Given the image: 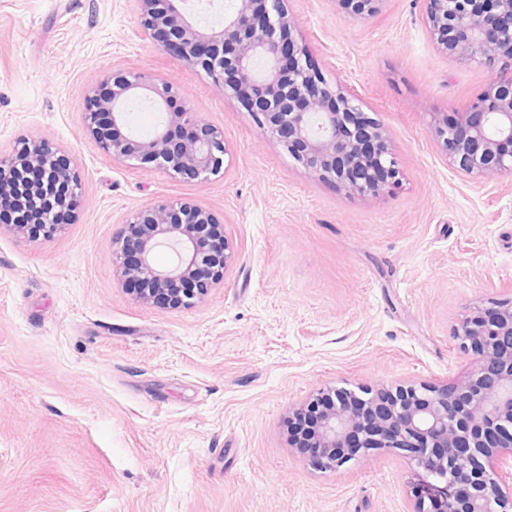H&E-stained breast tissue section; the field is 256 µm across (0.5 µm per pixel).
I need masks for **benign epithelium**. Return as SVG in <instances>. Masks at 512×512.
I'll use <instances>...</instances> for the list:
<instances>
[{
	"mask_svg": "<svg viewBox=\"0 0 512 512\" xmlns=\"http://www.w3.org/2000/svg\"><path fill=\"white\" fill-rule=\"evenodd\" d=\"M144 27L166 51L203 68L213 85L242 100L260 126L320 180L349 195L377 196L397 183L399 168L384 127L363 111V101L331 86L291 36L283 0H238L235 13L211 33L187 17L185 0H140ZM361 20L383 0H337ZM425 23L447 55L488 67L491 81L467 107L436 124L433 135L463 176L494 179L512 174V0H424ZM179 92L141 72H118L95 90L104 114L86 115L87 128L112 161L137 162L177 179L205 180L224 167V135L186 106ZM147 101L165 121L145 137L128 128L126 106ZM58 151L43 141L20 144L0 159V201L19 173L29 189L64 180L76 189L70 165L46 168ZM168 247L173 263L155 252ZM122 288L138 302L160 308L192 305L224 284L231 259L223 225L208 211L178 198H162L133 215L113 252ZM471 356L466 377L450 385L319 390L298 408L333 397L317 414L308 447L311 465L337 469L359 450L396 448L440 494L417 496L414 512H512V304L477 307L453 329Z\"/></svg>",
	"mask_w": 512,
	"mask_h": 512,
	"instance_id": "7a95c632",
	"label": "benign epithelium"
}]
</instances>
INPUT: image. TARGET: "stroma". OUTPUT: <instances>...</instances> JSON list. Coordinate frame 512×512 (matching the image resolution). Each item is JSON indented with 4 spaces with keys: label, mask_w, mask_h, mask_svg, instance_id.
I'll return each instance as SVG.
<instances>
[{
    "label": "stroma",
    "mask_w": 512,
    "mask_h": 512,
    "mask_svg": "<svg viewBox=\"0 0 512 512\" xmlns=\"http://www.w3.org/2000/svg\"><path fill=\"white\" fill-rule=\"evenodd\" d=\"M293 38L387 129L402 176L348 196L296 162L204 71L145 31L139 0H0V157L46 141L81 176L72 223L0 230V512H412L425 472L394 448L320 471L288 445L320 388L466 374L451 335L512 300V176L478 180L432 134L492 72L431 42L424 0L353 21L284 0ZM143 72L224 133L219 176L112 162L86 130L112 72ZM162 196L211 212L232 262L179 309L137 303L114 241Z\"/></svg>",
    "instance_id": "stroma-1"
}]
</instances>
